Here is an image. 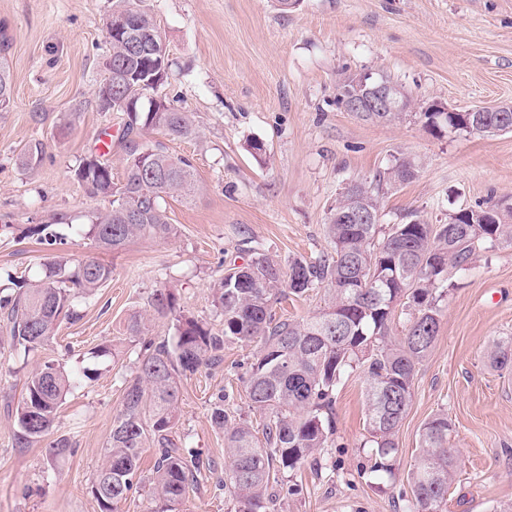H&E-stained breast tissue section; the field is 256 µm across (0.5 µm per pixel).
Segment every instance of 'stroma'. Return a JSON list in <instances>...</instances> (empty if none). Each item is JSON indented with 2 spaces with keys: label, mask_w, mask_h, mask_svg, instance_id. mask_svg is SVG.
Segmentation results:
<instances>
[{
  "label": "stroma",
  "mask_w": 512,
  "mask_h": 512,
  "mask_svg": "<svg viewBox=\"0 0 512 512\" xmlns=\"http://www.w3.org/2000/svg\"><path fill=\"white\" fill-rule=\"evenodd\" d=\"M115 0H0L13 79L0 110V282L35 279L47 256L26 228L65 216L61 232L87 224L103 199L87 196L75 177L86 158L102 156L112 180L124 178L125 116L97 109L95 90L109 54L106 23ZM168 45L169 76L160 93L190 113L195 137L170 142L192 159L200 191L194 201L169 198L174 234L138 239L109 253L73 236L65 255L95 257L112 278L82 318L62 323L41 352L24 355L6 340L0 321V512H100L90 492L121 388L135 369L130 315L154 290L173 291L184 309L220 329L212 286L223 265L253 252L281 261L310 260L327 247V214L345 184L372 178L394 157L419 163L410 182L384 188L383 224L415 210L429 223L449 204L469 207L512 199V132L489 138L435 136L420 119L372 123L347 112L336 85L354 72L382 71L402 84L416 106L439 100L465 111L512 102V0H299L288 12L272 0H143ZM264 143L263 155L248 144ZM42 143L41 162L19 155ZM440 302L437 339L419 364L412 401L397 433L395 478L369 470L365 375L355 371L336 391L335 446L276 488L278 512H404L407 473L419 434L435 414L454 424L458 450L443 512H492L512 504V370L496 369L490 353L512 340V244L479 251L472 270L451 273ZM328 295L317 288L274 302L276 319L318 314ZM257 344L224 347V362L180 383L176 433L217 471L229 465L224 436L209 422V405L224 394L231 416L260 424L242 380ZM56 360L92 369L62 405L55 435L71 437L72 454L55 457L49 439L21 445L15 411L26 375ZM218 480L188 492L183 512H235Z\"/></svg>",
  "instance_id": "obj_1"
}]
</instances>
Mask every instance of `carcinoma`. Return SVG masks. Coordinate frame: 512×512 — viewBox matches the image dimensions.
I'll list each match as a JSON object with an SVG mask.
<instances>
[{
	"label": "carcinoma",
	"instance_id": "obj_1",
	"mask_svg": "<svg viewBox=\"0 0 512 512\" xmlns=\"http://www.w3.org/2000/svg\"><path fill=\"white\" fill-rule=\"evenodd\" d=\"M115 11L128 15L137 30L135 43L110 42L112 111L126 114L125 176L112 182V168L95 157L78 166L75 175L91 198H110L111 207L92 213L88 230L95 246L120 252L136 239L164 240L174 233L162 201L166 197L193 200L198 190L190 158L169 151L158 141L141 145L137 132L152 127L170 140L195 135L190 116L173 107L152 112L139 98L142 90L157 92L168 75L157 82L146 65L150 48L161 39L156 20L136 5L119 0ZM12 78L6 59L0 60V107L9 104ZM406 111L363 112L366 121L395 122ZM430 133H466L489 137L512 132V103L497 112H419ZM418 173L414 159L394 158L371 179L350 182L330 209L325 224L329 249L313 260L293 259L283 266L278 259L256 253L241 266L224 273L215 288L213 303L224 318L216 332L193 317L179 314L176 296L165 288L155 290L147 302L149 312L176 320L174 345L157 342L145 333V316L128 319L129 335L138 338L135 373L123 383L121 409L112 421L104 460L91 492L101 512H118V504L142 482L143 453L156 449L148 478L150 512H181L188 491L206 483L213 465L195 451L181 448L175 438L181 378L224 362V345L257 343L255 363L246 379L249 408L263 418L261 430L245 419L231 422L224 395L210 403L211 427L224 434V451L230 464L224 485L231 487L236 512H275L270 492L277 474L292 477L315 453L335 444L332 409L336 388L344 376L357 369L367 376V428L374 443L371 472L394 475L398 454L396 434L412 400L417 366L432 348L439 329V302L452 284L451 270L472 269L477 249L512 243V209L488 203L459 207L448 220L431 224L416 211L388 228L382 218L383 186L402 185ZM360 198L368 214L366 224H347L339 214L351 196ZM64 217L28 228L48 250L67 244L57 229ZM111 269L94 257L72 267L52 256L44 263L43 277L29 287L0 298V314L9 328L12 345L36 353L56 335L64 320L76 321L75 301L88 300L111 279ZM325 288L331 301L316 317L303 321H276L270 301L302 296ZM408 316L404 336L392 337L396 310ZM499 368L512 365V348L499 344L490 354ZM84 369L69 373L53 360L38 364L28 374L22 401L16 409L21 432L19 443L31 444L49 435L59 408L81 378ZM453 424L438 414L424 424L419 453L408 473L411 496L408 512H442L454 475L455 450L448 438Z\"/></svg>",
	"mask_w": 512,
	"mask_h": 512
}]
</instances>
